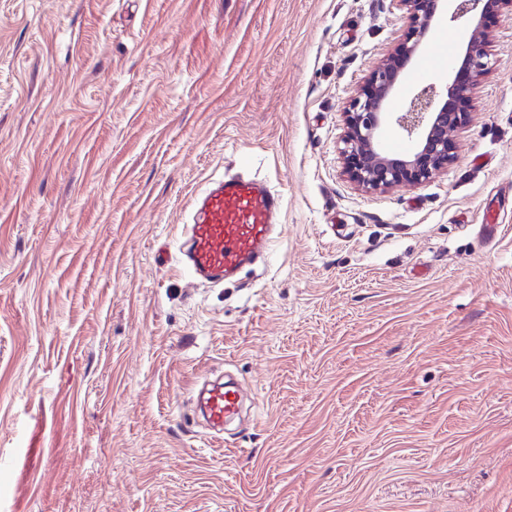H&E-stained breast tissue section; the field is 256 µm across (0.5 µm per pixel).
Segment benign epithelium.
<instances>
[{"instance_id":"obj_1","label":"benign epithelium","mask_w":512,"mask_h":512,"mask_svg":"<svg viewBox=\"0 0 512 512\" xmlns=\"http://www.w3.org/2000/svg\"><path fill=\"white\" fill-rule=\"evenodd\" d=\"M407 31L395 52L381 60L357 90L345 112L341 154L344 172L365 193H384L408 183L434 179L452 163L448 130L460 127L467 113L454 107L467 101L490 72L486 45L491 32L484 20L512 9V0H450L452 19L466 17L472 26L464 56L448 79L446 92L429 84L419 89L399 111L391 102L404 65L419 56L422 44L443 0H397ZM392 123L413 142L405 155L387 153L381 143L384 125Z\"/></svg>"}]
</instances>
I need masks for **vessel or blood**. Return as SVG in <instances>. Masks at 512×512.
I'll return each instance as SVG.
<instances>
[{
	"label": "vessel or blood",
	"instance_id": "b4317fda",
	"mask_svg": "<svg viewBox=\"0 0 512 512\" xmlns=\"http://www.w3.org/2000/svg\"><path fill=\"white\" fill-rule=\"evenodd\" d=\"M283 199L267 181L249 176L214 178L196 193L184 218L178 251L192 280L232 279L269 252L280 224ZM207 423L223 428L240 413L241 396L229 382L200 395Z\"/></svg>",
	"mask_w": 512,
	"mask_h": 512
}]
</instances>
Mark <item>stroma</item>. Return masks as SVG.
Listing matches in <instances>:
<instances>
[{
    "label": "stroma",
    "instance_id": "stroma-1",
    "mask_svg": "<svg viewBox=\"0 0 512 512\" xmlns=\"http://www.w3.org/2000/svg\"><path fill=\"white\" fill-rule=\"evenodd\" d=\"M487 24L454 162L367 194L341 136L396 0H0V512H512V14ZM239 171L282 234L191 283L184 209ZM227 372L248 418L217 434L191 397Z\"/></svg>",
    "mask_w": 512,
    "mask_h": 512
}]
</instances>
